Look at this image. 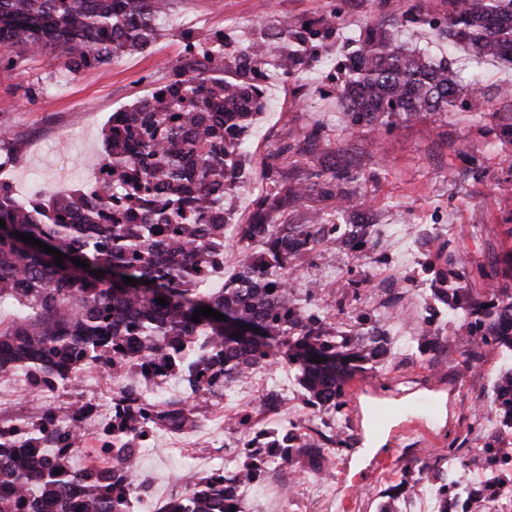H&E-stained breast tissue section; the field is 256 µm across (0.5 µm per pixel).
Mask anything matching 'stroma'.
<instances>
[{
    "instance_id": "35a3bbf8",
    "label": "stroma",
    "mask_w": 512,
    "mask_h": 512,
    "mask_svg": "<svg viewBox=\"0 0 512 512\" xmlns=\"http://www.w3.org/2000/svg\"><path fill=\"white\" fill-rule=\"evenodd\" d=\"M435 0H179L160 38L143 51L121 54L110 64L79 75H64L58 60L41 55L12 61L0 52V142L5 178L17 189L39 182L43 191L75 189L81 168L104 153L102 129L112 113L131 106L168 83L187 47H207L223 37L228 52H263L256 22L275 23L296 16L313 22L337 11L335 39L316 51L301 80L268 73L266 109L249 136L245 187L226 201L233 221L248 223L254 199L268 188L262 161L283 149L288 172L307 176L323 168L346 170L349 191L363 204L374 234L358 248L320 244L292 262L298 270L295 293L310 312L346 331L357 312H368L390 340L381 361L362 363L348 384L339 413H321L307 404L296 373L279 363L261 376L268 392H286L277 413L260 414L262 428L308 427L346 439L329 472L313 481L308 469L284 477L266 466L245 498V512H380L386 489L408 460H437L452 471L454 492L466 497L490 474L487 446L505 447L498 418L489 408L499 377L512 370V351L483 348L475 364L465 362L470 344L458 339L459 325L473 301L486 300V288L512 286V141L497 129L512 116V98L500 91L512 83V65L482 61L472 51L421 34L418 44L446 56L461 82L480 78L490 112L454 109L413 119L392 130H350L334 91L338 62L350 38L370 19H389L411 6L431 8ZM321 126L318 142L305 141ZM447 241L444 271L449 286L467 287L459 308L435 303L431 282L434 251L424 236ZM447 339L448 351L422 355L417 338L424 318ZM21 375L0 378V419H34L46 405L70 402L69 384H58L47 398L24 399ZM240 432L222 417L206 414L183 434L157 432L141 454L140 476L148 500L132 499L129 512H147L149 502L177 492L173 481L186 472L208 475L217 466L235 468L244 458Z\"/></svg>"
}]
</instances>
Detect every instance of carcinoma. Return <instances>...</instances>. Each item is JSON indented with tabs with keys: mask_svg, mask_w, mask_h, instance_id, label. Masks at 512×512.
Instances as JSON below:
<instances>
[{
	"mask_svg": "<svg viewBox=\"0 0 512 512\" xmlns=\"http://www.w3.org/2000/svg\"><path fill=\"white\" fill-rule=\"evenodd\" d=\"M176 2L0 0V47L23 61L50 51L65 73L75 75L146 49L158 37L157 15ZM338 20L331 12L313 23L296 17L259 22L254 30L266 42L265 54L240 50L229 61L224 38H216L201 58L176 66L169 83L112 113L104 130L105 156L97 161L105 177L95 186L58 189L27 201L0 188V219L6 222L0 227V306L17 308L11 326L0 330V373L44 370L56 382H70L80 362L118 367L138 349L203 399L282 359L298 371L313 405L329 411L345 404L352 363L386 356L389 338L364 313L352 329L337 332L295 298L288 283L296 271L291 260L317 244L336 243V225L322 223L318 213L308 224L288 223V206L303 201L310 184L281 170L280 153L265 158V172L275 174L270 190L255 199L250 222L238 225L245 247L237 272L224 287L199 292L204 270L224 263L231 220L224 195L246 183L244 152L265 108L266 68L289 76L309 71L316 43L336 36ZM407 27H427L478 57L512 63V0H438L434 11L418 7L395 24L397 30ZM341 67L336 98L349 129L388 130L398 120L459 106L489 111L477 84L461 83L448 59H433L373 22L352 39ZM309 177L315 186L337 187L341 214L359 207L340 188L354 179L349 172L315 171ZM17 232L67 255L63 265L18 239ZM369 234L370 226L358 222L345 230L352 248ZM74 257L88 267L75 265ZM125 276L137 283L124 284ZM447 283L448 276L439 275L431 293L448 306L464 289ZM159 297L168 305L159 304ZM204 306L226 320L202 316L194 322L193 313ZM472 315L464 326L468 341L512 349L511 290L493 289L489 305H478ZM246 325L258 327L265 341L245 335ZM418 345L434 357L446 352L429 320ZM313 355L322 361H311ZM121 394L123 420L112 423V431L139 434L146 397L134 386ZM497 402L512 417V371L498 381ZM198 420L193 408L174 402L150 417L152 429L170 433L191 430ZM231 423L245 434V464L222 477H192L185 495L168 500L167 512H240V490L254 484L268 463L314 472L332 464L334 434L260 429L247 412ZM74 436L61 419L36 426L23 445L0 443V512H127L138 482L140 444L131 439L109 447L115 469L75 470L60 464L56 453ZM485 460L492 478L462 503L456 497L448 502L454 484L447 472L407 463L380 512H398L400 493L422 477L438 483L440 512L450 505L470 512L483 497L497 501L512 483V454L490 448Z\"/></svg>",
	"mask_w": 512,
	"mask_h": 512,
	"instance_id": "1",
	"label": "carcinoma"
}]
</instances>
